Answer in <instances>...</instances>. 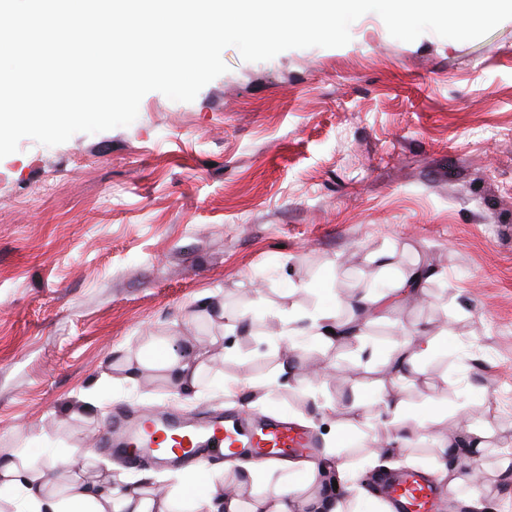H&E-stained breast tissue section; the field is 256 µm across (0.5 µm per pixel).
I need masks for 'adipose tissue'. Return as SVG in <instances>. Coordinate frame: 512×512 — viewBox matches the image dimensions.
<instances>
[{
  "label": "adipose tissue",
  "mask_w": 512,
  "mask_h": 512,
  "mask_svg": "<svg viewBox=\"0 0 512 512\" xmlns=\"http://www.w3.org/2000/svg\"><path fill=\"white\" fill-rule=\"evenodd\" d=\"M280 323L279 339L294 345L301 330L297 324L307 321L308 335L321 342L358 336V329L349 322L337 319L330 308H316L299 312L295 308H279L273 312ZM434 341L419 336L413 351L403 352L396 361L393 373L381 391L382 412L388 418L390 448H405L421 441L422 436L411 425L400 388L401 380L411 371L415 358L430 352ZM200 357L186 358L177 354L168 344L151 342L127 358L123 367L127 381L136 374L160 370L168 378L192 386L200 376ZM70 457L58 454L49 457L40 468L28 467L23 452L0 459V501L16 506V512H352L353 502L370 499L368 488L359 484L338 483L317 497L302 494L299 485H277L272 494L244 496L242 487L215 484L206 467H199L192 478L183 480L173 493L159 497H135L100 493V486L108 479L100 473H86L74 483L67 494L59 495L48 489L49 475L59 467L69 465Z\"/></svg>",
  "instance_id": "1"
}]
</instances>
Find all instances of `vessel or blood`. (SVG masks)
<instances>
[{"instance_id":"b4317fda","label":"vessel or blood","mask_w":512,"mask_h":512,"mask_svg":"<svg viewBox=\"0 0 512 512\" xmlns=\"http://www.w3.org/2000/svg\"><path fill=\"white\" fill-rule=\"evenodd\" d=\"M103 444L129 466L150 462L168 468L219 457L230 460L244 453L259 460L313 458L320 448L313 431L284 416L252 421L238 413L198 419L170 407L142 416L115 412L112 432ZM380 494L394 512H434L436 488L421 473L403 469L391 473Z\"/></svg>"}]
</instances>
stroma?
I'll return each instance as SVG.
<instances>
[{
	"mask_svg": "<svg viewBox=\"0 0 512 512\" xmlns=\"http://www.w3.org/2000/svg\"><path fill=\"white\" fill-rule=\"evenodd\" d=\"M350 34L262 62L227 47L193 102L152 91L129 126L25 138L0 159V454L26 448L35 467L45 449L90 448L115 486L168 492L179 471L129 468L97 442L113 407L169 403L285 415L324 454L342 434L353 482L386 443L368 416L387 361L424 330L436 346L407 410L441 409L398 465L428 472L437 443L480 431L486 512H512V19L403 42L370 12ZM420 266L433 277L419 298L348 307ZM205 304L246 313L250 332L226 334ZM280 306L335 307L363 339L286 351L266 317ZM158 339L208 352L199 385L120 381V360ZM228 379L254 387L235 398Z\"/></svg>",
	"mask_w": 512,
	"mask_h": 512,
	"instance_id": "obj_1",
	"label": "stroma"
}]
</instances>
